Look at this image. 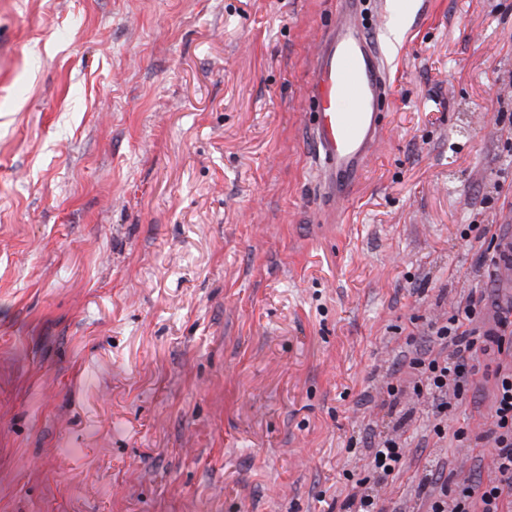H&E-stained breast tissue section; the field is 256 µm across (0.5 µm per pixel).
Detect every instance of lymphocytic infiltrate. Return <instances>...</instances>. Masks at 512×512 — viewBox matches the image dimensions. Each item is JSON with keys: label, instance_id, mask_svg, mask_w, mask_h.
Here are the masks:
<instances>
[{"label": "lymphocytic infiltrate", "instance_id": "1", "mask_svg": "<svg viewBox=\"0 0 512 512\" xmlns=\"http://www.w3.org/2000/svg\"><path fill=\"white\" fill-rule=\"evenodd\" d=\"M479 305V300L469 299L445 322L430 324L427 336L440 351L433 357L415 358L410 364L418 377L414 391L426 396L433 431L440 437L449 432L448 418L473 384L480 356L493 350L512 353V304L502 306L496 329L481 335L472 326ZM490 417L489 427L479 433L459 429L453 434L466 448L479 442L490 445L493 478L452 485L443 473L428 470L420 489L429 512H512V362L498 367Z\"/></svg>", "mask_w": 512, "mask_h": 512}]
</instances>
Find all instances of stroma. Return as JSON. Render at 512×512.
I'll use <instances>...</instances> for the list:
<instances>
[{
  "instance_id": "1",
  "label": "stroma",
  "mask_w": 512,
  "mask_h": 512,
  "mask_svg": "<svg viewBox=\"0 0 512 512\" xmlns=\"http://www.w3.org/2000/svg\"><path fill=\"white\" fill-rule=\"evenodd\" d=\"M364 15L392 92L330 220L306 64L336 0H0V512H339L387 435L383 512H424L428 466L491 476L452 432L501 356L441 438L409 363L507 295L512 0ZM486 233H491L493 224L486 225ZM500 234L496 229L491 233L490 243L495 244L494 248L498 253L497 257V275L501 281L502 288H512V259H510V241L512 256V238H505L500 247ZM500 248V249H499ZM399 437L386 436L377 441L375 448H371L370 466L374 474L375 483L385 481L400 464L409 448ZM384 455V460L379 459Z\"/></svg>"
}]
</instances>
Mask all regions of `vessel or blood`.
<instances>
[{"label":"vessel or blood","instance_id":"1","mask_svg":"<svg viewBox=\"0 0 512 512\" xmlns=\"http://www.w3.org/2000/svg\"><path fill=\"white\" fill-rule=\"evenodd\" d=\"M389 89L384 57L362 18V0H337L308 65L315 174L327 200L348 199L381 135Z\"/></svg>","mask_w":512,"mask_h":512}]
</instances>
